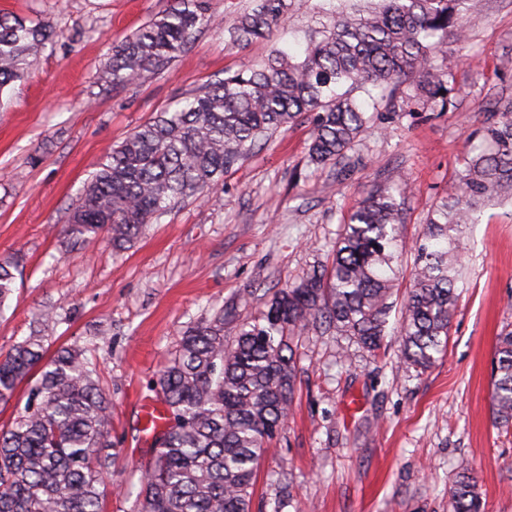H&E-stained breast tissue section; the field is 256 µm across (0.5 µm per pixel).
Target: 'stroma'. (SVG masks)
<instances>
[{"label":"stroma","mask_w":512,"mask_h":512,"mask_svg":"<svg viewBox=\"0 0 512 512\" xmlns=\"http://www.w3.org/2000/svg\"><path fill=\"white\" fill-rule=\"evenodd\" d=\"M176 0H0V14L51 26L38 70L0 93V258L17 264L0 309V352L53 310L44 355L88 348L112 398L105 512H134L142 453L132 436L147 391L185 329L220 309L252 320L280 288L332 262L343 219L376 181L404 183L406 238L453 193L489 89L512 92V0H472L479 19L448 42L451 103L411 97L373 115L338 165L308 162L312 126L278 130L224 176L216 201L192 197L137 241L71 248V204L113 145L173 101L263 58L229 31L253 0H206L216 24L171 65L131 84L104 82L113 45ZM466 278L448 348L422 374L395 347L374 357L315 330L297 346L298 400L257 473L251 512H450L458 473L471 472L485 512H512V431L494 424L490 394L498 334L512 329V202L482 208L465 238ZM291 494L282 497L281 481Z\"/></svg>","instance_id":"35a3bbf8"}]
</instances>
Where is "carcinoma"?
Segmentation results:
<instances>
[{
	"label": "carcinoma",
	"instance_id": "obj_1",
	"mask_svg": "<svg viewBox=\"0 0 512 512\" xmlns=\"http://www.w3.org/2000/svg\"><path fill=\"white\" fill-rule=\"evenodd\" d=\"M333 4L301 51L275 47L257 65L185 97L114 146L77 197L65 232L85 248L105 236L123 250L145 225L188 197H206L224 174L274 132L305 117L313 125L308 161L337 164L370 119L395 111L394 95L410 79L418 96L448 106V37L461 38L470 0H328ZM292 0H255L231 29L245 48L268 41ZM211 25L204 0L150 19L112 48L106 82L124 85L164 70L192 34ZM51 27L0 16V93L35 71ZM482 143L467 152L456 194L441 197L422 237L401 235L407 189L373 186L350 211L332 245L331 266H317L278 290L252 320L224 336L229 314L184 331L156 380L167 408L141 474L136 512H250L259 461L294 402L292 341L307 329L334 331L371 353L389 331L399 267L412 288L396 327L400 358L417 373L447 350L462 278L460 235L479 208L512 200V96L484 108ZM16 266L0 260V309L13 295ZM0 354V402L28 381L26 399L0 432V512H103V476L112 473V402L97 368L78 346L59 348L40 375V333ZM495 423L512 428V330L498 337L492 361ZM452 512H483L474 478L457 476Z\"/></svg>",
	"mask_w": 512,
	"mask_h": 512
}]
</instances>
